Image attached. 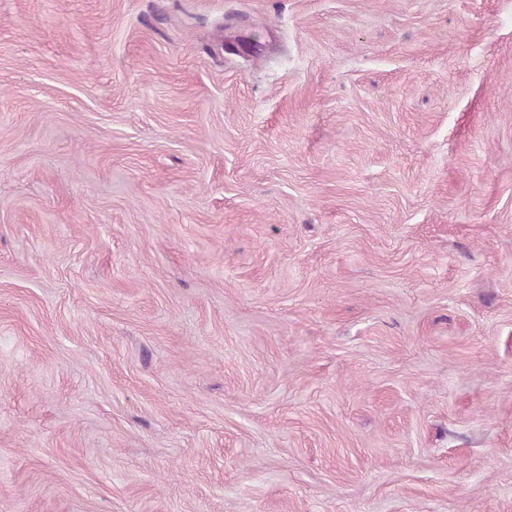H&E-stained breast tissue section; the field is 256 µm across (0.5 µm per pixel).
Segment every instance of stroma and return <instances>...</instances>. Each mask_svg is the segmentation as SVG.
Listing matches in <instances>:
<instances>
[{"instance_id": "stroma-1", "label": "stroma", "mask_w": 512, "mask_h": 512, "mask_svg": "<svg viewBox=\"0 0 512 512\" xmlns=\"http://www.w3.org/2000/svg\"><path fill=\"white\" fill-rule=\"evenodd\" d=\"M0 512H512V0H0Z\"/></svg>"}]
</instances>
